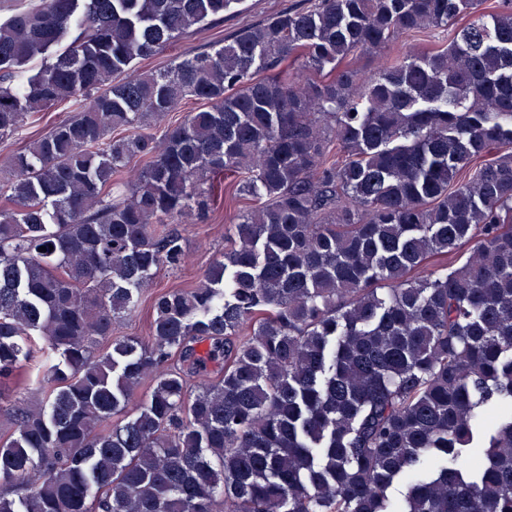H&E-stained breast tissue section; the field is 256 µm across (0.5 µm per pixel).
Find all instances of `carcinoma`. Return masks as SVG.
I'll use <instances>...</instances> for the list:
<instances>
[{
  "mask_svg": "<svg viewBox=\"0 0 512 512\" xmlns=\"http://www.w3.org/2000/svg\"><path fill=\"white\" fill-rule=\"evenodd\" d=\"M239 2L0 23V140L83 101L0 178V385L53 356L0 391V512H512V0H313L135 68ZM218 182L224 255L102 349Z\"/></svg>",
  "mask_w": 512,
  "mask_h": 512,
  "instance_id": "cac0c4a2",
  "label": "carcinoma"
}]
</instances>
